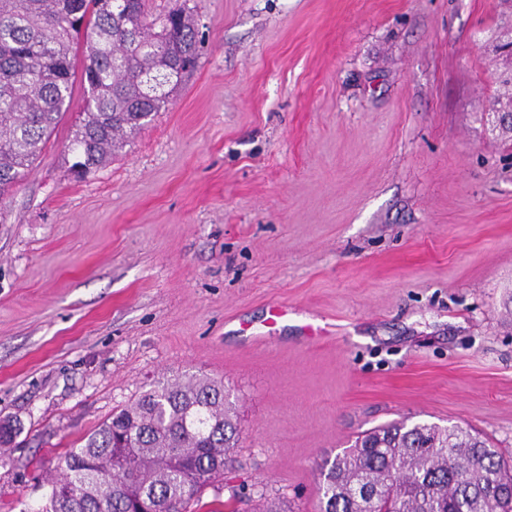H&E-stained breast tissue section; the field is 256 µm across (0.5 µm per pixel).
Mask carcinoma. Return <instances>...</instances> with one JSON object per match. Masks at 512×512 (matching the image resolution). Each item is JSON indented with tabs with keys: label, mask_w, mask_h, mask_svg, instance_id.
Here are the masks:
<instances>
[{
	"label": "carcinoma",
	"mask_w": 512,
	"mask_h": 512,
	"mask_svg": "<svg viewBox=\"0 0 512 512\" xmlns=\"http://www.w3.org/2000/svg\"><path fill=\"white\" fill-rule=\"evenodd\" d=\"M197 61L184 0L160 13L147 0H0V199L78 106L76 63L84 98L72 168L88 173L167 107ZM18 432L0 422V451ZM238 441L223 382L158 380L64 453L47 512H191L232 466ZM64 486L71 495H59ZM320 492L319 512H512V463L466 427L394 422L327 464Z\"/></svg>",
	"instance_id": "carcinoma-1"
}]
</instances>
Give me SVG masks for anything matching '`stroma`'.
<instances>
[{
  "label": "stroma",
  "instance_id": "obj_1",
  "mask_svg": "<svg viewBox=\"0 0 512 512\" xmlns=\"http://www.w3.org/2000/svg\"><path fill=\"white\" fill-rule=\"evenodd\" d=\"M187 5L166 110L81 179L69 112L0 200V512H40L61 454L181 374L236 407L211 512H318L323 462L394 420L512 458V0Z\"/></svg>",
  "mask_w": 512,
  "mask_h": 512
}]
</instances>
